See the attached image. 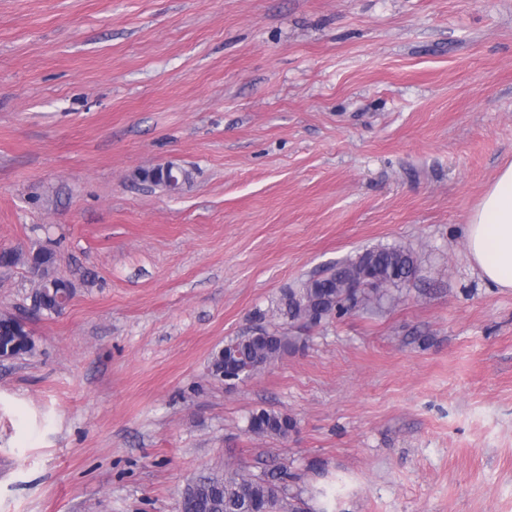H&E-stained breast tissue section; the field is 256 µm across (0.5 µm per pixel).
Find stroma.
<instances>
[{"instance_id": "1", "label": "stroma", "mask_w": 512, "mask_h": 512, "mask_svg": "<svg viewBox=\"0 0 512 512\" xmlns=\"http://www.w3.org/2000/svg\"><path fill=\"white\" fill-rule=\"evenodd\" d=\"M510 162L512 0H0V249L73 286L35 315L0 271L35 343L0 362V512H181L237 463L315 512H512V292L462 232ZM394 245L395 305L211 375L284 290ZM295 421L288 414L261 409L253 412L248 420L247 431L255 436L287 438L295 428Z\"/></svg>"}]
</instances>
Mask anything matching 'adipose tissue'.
I'll use <instances>...</instances> for the list:
<instances>
[{"instance_id": "obj_1", "label": "adipose tissue", "mask_w": 512, "mask_h": 512, "mask_svg": "<svg viewBox=\"0 0 512 512\" xmlns=\"http://www.w3.org/2000/svg\"><path fill=\"white\" fill-rule=\"evenodd\" d=\"M463 233L469 262L481 278L512 291V163L471 210Z\"/></svg>"}]
</instances>
